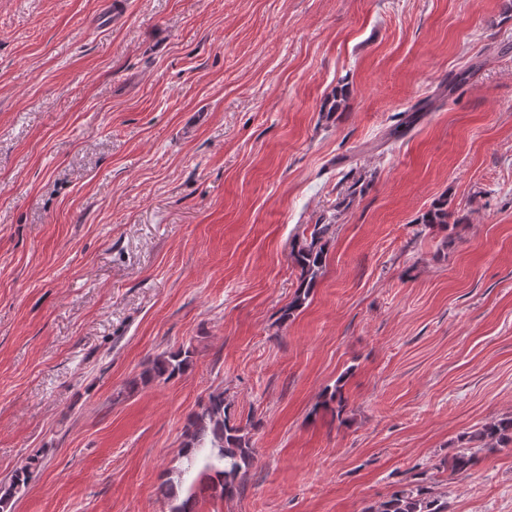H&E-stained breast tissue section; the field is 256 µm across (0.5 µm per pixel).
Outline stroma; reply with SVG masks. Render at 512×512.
Masks as SVG:
<instances>
[{
	"label": "stroma",
	"instance_id": "obj_1",
	"mask_svg": "<svg viewBox=\"0 0 512 512\" xmlns=\"http://www.w3.org/2000/svg\"><path fill=\"white\" fill-rule=\"evenodd\" d=\"M215 391L256 459L196 512H364L417 478L512 512V445L446 465L512 414V0H0V481L40 460L11 512H169ZM290 243L289 257L299 270L293 299L282 309V319H289L303 307L326 266L328 234L334 224H303ZM192 350L179 349L158 355L139 375V383L148 384L155 379L164 380L183 376L192 363Z\"/></svg>",
	"mask_w": 512,
	"mask_h": 512
}]
</instances>
